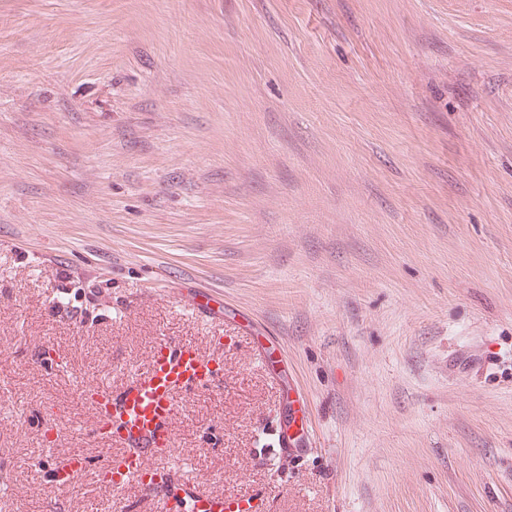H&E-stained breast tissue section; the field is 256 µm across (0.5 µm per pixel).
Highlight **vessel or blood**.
Here are the masks:
<instances>
[{
  "label": "vessel or blood",
  "mask_w": 512,
  "mask_h": 512,
  "mask_svg": "<svg viewBox=\"0 0 512 512\" xmlns=\"http://www.w3.org/2000/svg\"><path fill=\"white\" fill-rule=\"evenodd\" d=\"M218 380L214 358L169 339L154 351L143 369L132 373L120 391L101 392L96 402L98 433L126 451L121 460L111 461V469L119 471L122 480L130 481L139 478L145 460H166L175 446L171 420L176 393L211 388ZM79 466V459L74 457L55 459L54 488L70 486ZM143 492L161 501L165 512H264L266 508L262 495L229 499L200 492L178 477L144 486Z\"/></svg>",
  "instance_id": "obj_1"
}]
</instances>
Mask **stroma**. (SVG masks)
I'll use <instances>...</instances> for the list:
<instances>
[{
	"instance_id": "35a3bbf8",
	"label": "stroma",
	"mask_w": 512,
	"mask_h": 512,
	"mask_svg": "<svg viewBox=\"0 0 512 512\" xmlns=\"http://www.w3.org/2000/svg\"><path fill=\"white\" fill-rule=\"evenodd\" d=\"M224 307L196 314L189 296ZM65 298L57 307V298ZM216 358L166 466L269 512H512V0H0V474L93 476L92 389ZM54 348L60 365L32 352ZM304 411L297 455L266 447ZM81 464L82 462L78 458L74 457H60L53 461L54 494L57 493L59 497L64 496L60 491H67L66 488L71 485L74 474Z\"/></svg>"
}]
</instances>
